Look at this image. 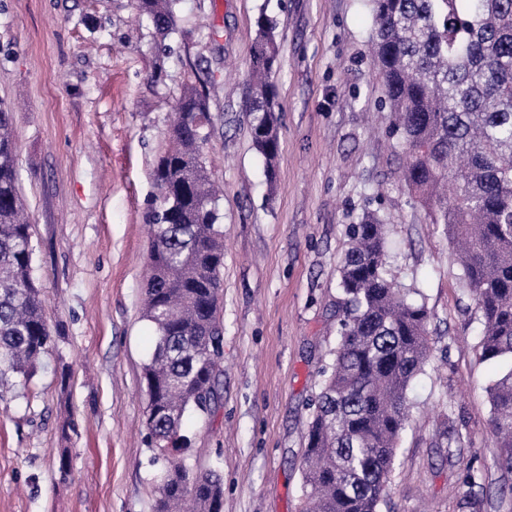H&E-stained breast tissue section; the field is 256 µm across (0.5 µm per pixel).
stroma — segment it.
<instances>
[{"mask_svg":"<svg viewBox=\"0 0 512 512\" xmlns=\"http://www.w3.org/2000/svg\"><path fill=\"white\" fill-rule=\"evenodd\" d=\"M277 24L275 180L246 108L256 20ZM160 37L134 0H0L33 278L52 331L28 387L0 393V512H155L143 367L152 170L184 84L209 91L204 153L223 191L222 397L190 419L189 468L223 512H296L318 372L336 345L337 267L364 211L398 281L424 291L433 350L381 512H512L494 464L481 325L441 225L413 206L368 40L367 0H181ZM463 441H448L447 428ZM484 473L479 487L463 480Z\"/></svg>","mask_w":512,"mask_h":512,"instance_id":"1","label":"stroma"}]
</instances>
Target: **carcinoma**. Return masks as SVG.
<instances>
[{"label": "carcinoma", "mask_w": 512, "mask_h": 512, "mask_svg": "<svg viewBox=\"0 0 512 512\" xmlns=\"http://www.w3.org/2000/svg\"><path fill=\"white\" fill-rule=\"evenodd\" d=\"M179 0H136L168 36ZM371 56L402 149L405 185L429 223L455 248L458 282L482 325V359L504 368L486 393L495 463L512 475V0H370ZM252 51L248 117L269 181L280 152L276 23L262 14ZM209 96L187 86L169 145L153 170L143 317L155 346L144 366L146 428L167 466L156 512H222L214 470L196 472L167 451L192 443L187 420L220 398L224 332L218 312L224 233L218 194L202 153ZM17 141L0 102V386L23 385L49 351L51 330L32 276L31 224L18 190ZM338 266L336 348L322 369L301 462L305 512H379L408 390L432 353L426 297L386 268V220L376 210L348 227Z\"/></svg>", "instance_id": "obj_1"}]
</instances>
